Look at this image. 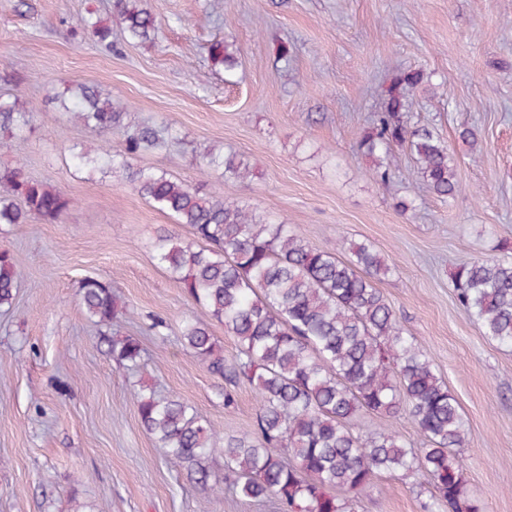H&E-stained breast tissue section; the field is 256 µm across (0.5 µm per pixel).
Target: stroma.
<instances>
[{"instance_id":"1","label":"stroma","mask_w":512,"mask_h":512,"mask_svg":"<svg viewBox=\"0 0 512 512\" xmlns=\"http://www.w3.org/2000/svg\"><path fill=\"white\" fill-rule=\"evenodd\" d=\"M18 2L0 0V95L34 110L14 152L29 178L74 204L53 224L0 225V251L21 274L14 312L0 314V512H278L272 499L201 491L140 423L142 384L187 400L227 435L251 431L258 410L248 387L225 408L222 381L180 343L197 310L154 241L191 239L189 227L109 170L72 163L103 141L122 150L142 123L179 139L138 165L206 184L315 248L368 243L393 264L377 286L462 407L471 487L485 512H512V349L486 340L450 286L455 265L512 244V0H146L159 26L150 42L126 40L112 0ZM89 9L111 25L112 49L73 33ZM218 40L237 51L234 76L209 58ZM405 69L430 78L413 120L453 153L454 199L417 180L408 150H395L382 181L359 148ZM71 83L119 96L124 127L76 124L54 99ZM464 127L475 142L460 139ZM213 146L245 156L253 177L206 169ZM87 278L111 282L125 311L109 334L141 341L139 374L113 361L80 308ZM432 491L384 474L357 512H422Z\"/></svg>"}]
</instances>
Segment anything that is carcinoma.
<instances>
[{
    "instance_id": "cac0c4a2",
    "label": "carcinoma",
    "mask_w": 512,
    "mask_h": 512,
    "mask_svg": "<svg viewBox=\"0 0 512 512\" xmlns=\"http://www.w3.org/2000/svg\"><path fill=\"white\" fill-rule=\"evenodd\" d=\"M126 37L153 40L158 26L143 0H112ZM75 27L112 49V29L89 11ZM209 53L230 73L237 57L217 41ZM424 73H399L385 109L375 115L361 149L378 159L373 176L388 174V159L405 146L420 180L438 197L460 190L456 162L433 129L411 121ZM63 108L75 121L100 132L123 125L120 101L94 86L67 89ZM32 107L22 97H0V157L29 125ZM178 136L169 127L144 124L126 132L124 149L100 145L75 154L81 166L98 164L131 184L154 208L191 227L194 240L175 233L155 242V258L208 320L184 323L183 345L224 380V408L235 405V389L247 384L259 402L253 431L224 436L194 406L178 396L135 393L142 427L162 454L206 492L223 489L251 501L273 498L279 512H354V498L382 473L427 477L433 487L424 512H484L471 490L459 449L467 421L457 398L437 374L417 337L398 323L376 281L392 267L369 244L348 247V256L320 250L288 224H271L237 202L190 187L164 170L136 164L139 154L160 149ZM207 167L235 179L250 177L246 159L210 149ZM73 204L56 187L24 176L20 160H0V225L25 224L35 216L53 223ZM19 273L0 251V311L14 307ZM451 285L463 313L480 324L492 344L512 348V256L477 258L458 265ZM79 304L88 318L108 326L118 315L112 286L95 278L80 286ZM224 326L236 352L211 334ZM112 360L126 370L142 366L138 339L112 341ZM364 414L407 417L422 439L415 448L396 429L360 433ZM224 459V485L211 482L209 461Z\"/></svg>"
}]
</instances>
